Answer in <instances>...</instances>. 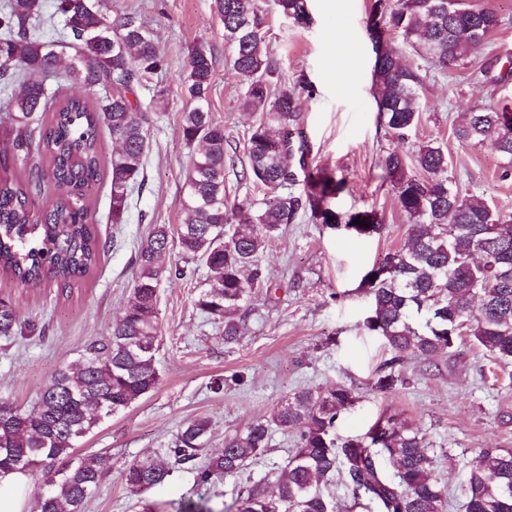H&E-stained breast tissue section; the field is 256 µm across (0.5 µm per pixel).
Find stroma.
Segmentation results:
<instances>
[{
  "instance_id": "35a3bbf8",
  "label": "stroma",
  "mask_w": 512,
  "mask_h": 512,
  "mask_svg": "<svg viewBox=\"0 0 512 512\" xmlns=\"http://www.w3.org/2000/svg\"><path fill=\"white\" fill-rule=\"evenodd\" d=\"M218 0H106L110 15L135 14L153 31L168 69L157 82L167 94L164 112L151 118L145 153V182L133 191L123 223L112 221L110 183L91 189L97 229L104 244L98 266L70 298L55 287L36 292L0 278V297L14 301L24 334L0 338V403L32 408L41 389L61 366L78 359L91 339L107 335L123 313L134 284L135 257L153 225L180 224L181 188L189 166L181 139V115L190 102L184 65L197 48L213 57L209 96L213 120L223 124L224 194L243 209L256 211L267 199L262 188L243 180L246 139L254 122L239 103L243 81L229 65ZM373 0H309L312 21L299 27L282 16L273 0L265 46L282 64L288 88L298 89L309 169L324 168L345 187L330 201L341 212L376 211L381 233L360 237L331 229L302 211L295 223L271 241L262 262L273 276L271 289L259 288L242 308L244 327L237 343L225 344L223 324L195 307L205 274L159 288L162 327L156 355L157 387L129 409L106 419L79 443L81 455L96 454L104 477L85 512H173L181 497L194 494L217 508L228 507L256 483L275 481L294 448L290 434L273 431L268 452L239 474L203 484L199 461L174 465L167 481L145 497L132 495L122 471L146 454L165 455L182 423L211 420L207 454L223 450L227 436L270 417L289 394L307 387L343 385L356 397L338 422L343 436H356L386 413L420 427L437 461L435 475L448 489V512H464V488L481 449H512V363L494 361L484 349L464 341L452 356L434 361L412 355L395 358L363 321L370 299L363 276L392 250L407 246L411 226L384 170L388 153L411 154L422 141L437 140L448 152V175L462 193L512 213V179L500 177V158L491 144L460 143L454 128L463 115L512 102V0H482L501 24L465 64L423 74L420 121L406 142L388 133L373 88L374 53L368 31ZM392 365L396 388L376 389L381 367ZM244 374L241 385L231 384ZM224 377L223 391L214 379Z\"/></svg>"
}]
</instances>
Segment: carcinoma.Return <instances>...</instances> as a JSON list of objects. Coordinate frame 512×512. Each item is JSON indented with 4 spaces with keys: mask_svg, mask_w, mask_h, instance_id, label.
<instances>
[{
    "mask_svg": "<svg viewBox=\"0 0 512 512\" xmlns=\"http://www.w3.org/2000/svg\"><path fill=\"white\" fill-rule=\"evenodd\" d=\"M224 7V43L232 69L242 75L243 110L255 122L247 138L244 176L273 195L256 212L241 213L224 196V125L206 109L213 77L212 55L193 50L185 64L186 91L195 106L182 114L181 131L190 166L180 201L178 228L155 224L138 251L130 300L109 334L91 341L78 360L57 370L34 408L0 405V472L19 471L42 482L31 512H83L103 478L99 459L74 457L77 443L106 417L141 400L159 382L156 367L162 329L158 290L162 279L195 274L179 265H159L171 242L206 269L195 307L224 324V343L242 335L243 304L255 289L270 287L261 264L269 241L301 209L320 223L358 235L382 229L375 211L345 215L325 206L342 189L327 170L308 174L306 195L295 182L293 131L301 124L300 98L281 87L279 61L265 47L266 11L259 0H219ZM282 15L309 25L307 0H274ZM50 28L44 0H5L0 6V69L5 119L16 130L15 155L28 168L22 178L0 175V274L27 290L50 283L68 293L98 264L103 244L87 192L110 180L112 223L120 224L131 192L144 182V152L150 113L132 102L167 62L155 37L129 14L111 17L100 0H55ZM496 12L478 0H375L369 24L375 52L378 110L392 136L406 141L419 123V69L404 66L386 34L413 46L430 68L444 72L483 46L499 27ZM60 79L68 91L47 84L61 58ZM19 95L9 92L13 84ZM98 88L101 96L86 92ZM116 149L101 152L100 129ZM470 146L491 143L501 158V177L512 176V107L467 112L455 129ZM385 171L412 226L406 248L386 254L363 277L371 298L366 330L398 356L432 361L454 352L462 336L500 362L512 360V214L464 196L448 179V154L434 140L418 144L411 158L391 152ZM52 182L56 198L41 209L33 193ZM360 219L368 226L354 223ZM21 330L16 306L0 298V336ZM355 401L350 388H305L284 398L268 419L224 439V450L206 459L197 478L212 483L244 470L269 448L272 428L294 437L295 448L276 475V492L256 484L234 503L236 512H334L325 489L344 482L354 504L366 500L377 512H448V491L435 477V459L420 428L391 415L361 437L336 432L340 415ZM211 421L192 419L177 431L169 454L187 462L202 452ZM170 474L166 460L145 455L122 473L126 488L144 494ZM176 512H216L206 501L184 498ZM465 512H512V451L484 448L469 472Z\"/></svg>",
    "mask_w": 512,
    "mask_h": 512,
    "instance_id": "carcinoma-1",
    "label": "carcinoma"
}]
</instances>
